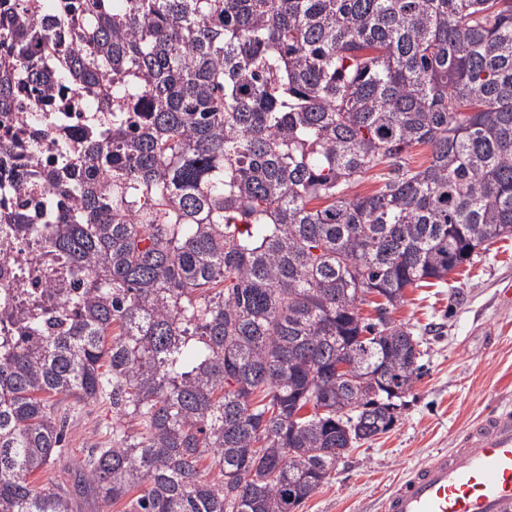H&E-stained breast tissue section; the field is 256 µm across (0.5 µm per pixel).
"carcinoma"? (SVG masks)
Returning a JSON list of instances; mask_svg holds the SVG:
<instances>
[{
    "mask_svg": "<svg viewBox=\"0 0 512 512\" xmlns=\"http://www.w3.org/2000/svg\"><path fill=\"white\" fill-rule=\"evenodd\" d=\"M35 3L0 0V117L41 80L97 122L0 213L66 274L0 303V512H294L392 429L406 288L512 236V0ZM47 137L0 141L19 188ZM58 394L110 398L112 446L36 489Z\"/></svg>",
    "mask_w": 512,
    "mask_h": 512,
    "instance_id": "obj_1",
    "label": "carcinoma"
}]
</instances>
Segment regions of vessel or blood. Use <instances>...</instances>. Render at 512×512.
Instances as JSON below:
<instances>
[{
	"instance_id": "vessel-or-blood-1",
	"label": "vessel or blood",
	"mask_w": 512,
	"mask_h": 512,
	"mask_svg": "<svg viewBox=\"0 0 512 512\" xmlns=\"http://www.w3.org/2000/svg\"><path fill=\"white\" fill-rule=\"evenodd\" d=\"M473 437L409 471L381 512H512V412L485 420Z\"/></svg>"
}]
</instances>
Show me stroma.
<instances>
[{
  "mask_svg": "<svg viewBox=\"0 0 512 512\" xmlns=\"http://www.w3.org/2000/svg\"><path fill=\"white\" fill-rule=\"evenodd\" d=\"M512 237L480 251L449 284L410 288L392 317L418 337L419 377L386 434L358 444L296 512H379L389 490L493 413L512 410ZM71 461L112 443V403L55 396Z\"/></svg>",
  "mask_w": 512,
  "mask_h": 512,
  "instance_id": "1",
  "label": "stroma"
}]
</instances>
